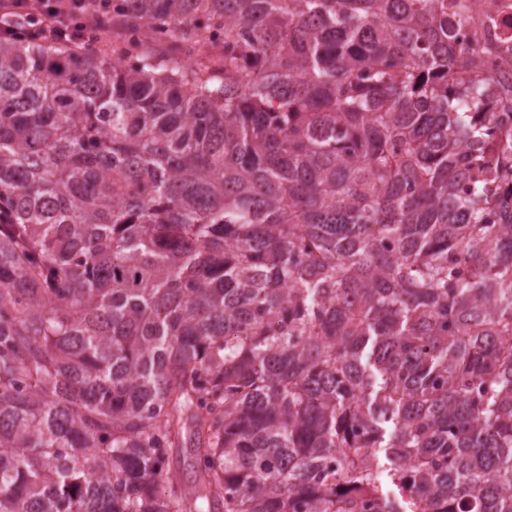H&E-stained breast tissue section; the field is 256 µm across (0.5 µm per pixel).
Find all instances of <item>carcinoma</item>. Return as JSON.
Returning <instances> with one entry per match:
<instances>
[{"instance_id":"1","label":"carcinoma","mask_w":512,"mask_h":512,"mask_svg":"<svg viewBox=\"0 0 512 512\" xmlns=\"http://www.w3.org/2000/svg\"><path fill=\"white\" fill-rule=\"evenodd\" d=\"M465 2L0 37V512H512V83Z\"/></svg>"}]
</instances>
